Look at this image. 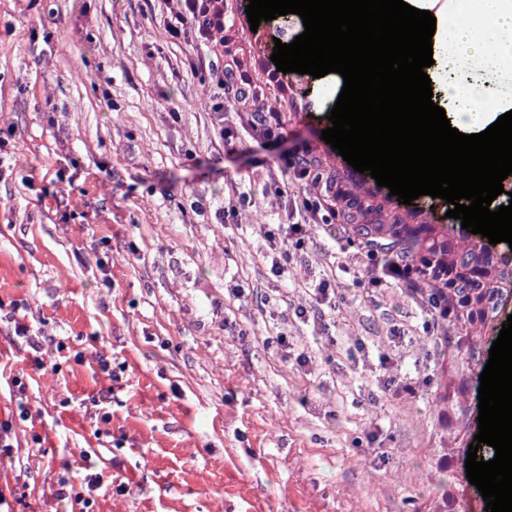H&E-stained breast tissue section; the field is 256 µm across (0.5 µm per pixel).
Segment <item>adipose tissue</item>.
<instances>
[{
    "label": "adipose tissue",
    "mask_w": 512,
    "mask_h": 512,
    "mask_svg": "<svg viewBox=\"0 0 512 512\" xmlns=\"http://www.w3.org/2000/svg\"><path fill=\"white\" fill-rule=\"evenodd\" d=\"M419 7L434 11V36L453 49L449 69L466 62L482 77L478 83L447 87L459 124L483 129L490 114L512 111L511 93L493 97L483 87L484 81L495 82L512 72V0H448L439 9L432 0H421Z\"/></svg>",
    "instance_id": "ef3b65f1"
}]
</instances>
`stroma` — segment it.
<instances>
[{"label": "stroma", "mask_w": 512, "mask_h": 512, "mask_svg": "<svg viewBox=\"0 0 512 512\" xmlns=\"http://www.w3.org/2000/svg\"><path fill=\"white\" fill-rule=\"evenodd\" d=\"M178 0H0V420L14 429L0 489L17 512H64L57 481L100 458L93 512H427L439 395L464 400L477 434L478 378L436 351L422 307L368 293L353 253L310 228L288 277L263 256V224L305 222L293 201L306 155L410 224L457 228L446 206L404 205L321 138L336 78L278 71L241 0H222L217 48L174 41ZM253 76L276 137L243 135L250 111L225 64ZM236 137L235 149L224 135ZM321 320L297 317L320 282ZM245 288L230 294L231 285ZM43 367H36L35 356ZM408 377L413 395H396ZM107 433L99 445L94 431Z\"/></svg>", "instance_id": "35a3bbf8"}]
</instances>
